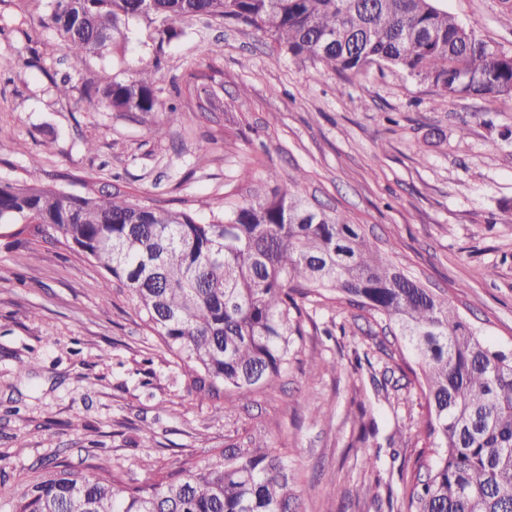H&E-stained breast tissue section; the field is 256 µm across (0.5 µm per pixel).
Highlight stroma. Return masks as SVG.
<instances>
[{
  "mask_svg": "<svg viewBox=\"0 0 512 512\" xmlns=\"http://www.w3.org/2000/svg\"><path fill=\"white\" fill-rule=\"evenodd\" d=\"M467 29L512 54L501 0H438ZM49 0H0V181L39 173L76 191L74 175L200 216L243 171L287 179L327 210L391 246L392 260L446 290L466 320L512 348V107L450 98L403 70H327L278 50L260 31L208 19L176 22L159 43L132 21L122 47L76 62L48 25ZM157 62L160 110L147 119L59 98L76 86L136 78ZM216 70L224 109L176 95ZM177 112H168L171 102ZM165 127L155 137L154 125ZM205 164H198L199 154ZM305 332L288 371L251 401L215 411L92 261L51 242L0 239V512L19 476L46 457L80 466L86 449L132 484L177 459L248 447L285 451L298 512H404L406 477L426 446L424 400L389 328L333 302H302ZM373 467H365V457Z\"/></svg>",
  "mask_w": 512,
  "mask_h": 512,
  "instance_id": "1",
  "label": "stroma"
}]
</instances>
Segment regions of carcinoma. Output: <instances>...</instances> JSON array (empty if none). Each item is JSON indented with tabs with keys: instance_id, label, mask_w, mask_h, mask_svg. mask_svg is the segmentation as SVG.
<instances>
[{
	"instance_id": "1",
	"label": "carcinoma",
	"mask_w": 512,
	"mask_h": 512,
	"mask_svg": "<svg viewBox=\"0 0 512 512\" xmlns=\"http://www.w3.org/2000/svg\"><path fill=\"white\" fill-rule=\"evenodd\" d=\"M51 27L75 61L128 41V24L160 38L185 18H213L268 33L300 60L359 74L387 64L448 97L512 101V54L463 27L435 0H50ZM156 70L131 82L102 76L89 101L142 119L158 111ZM198 111L220 112L214 78L185 84ZM268 172L251 200L224 202L208 220L101 188L74 195L38 178L0 182L5 237L63 243L121 283L144 325L185 370L199 401L247 400L288 367L302 336L300 299L334 300L393 328L420 371L428 449L407 477L406 512H512V350L487 341L438 293L405 273L359 224L315 212ZM55 456L19 480L10 512H290L297 495L284 453L216 448L131 486L95 463Z\"/></svg>"
}]
</instances>
